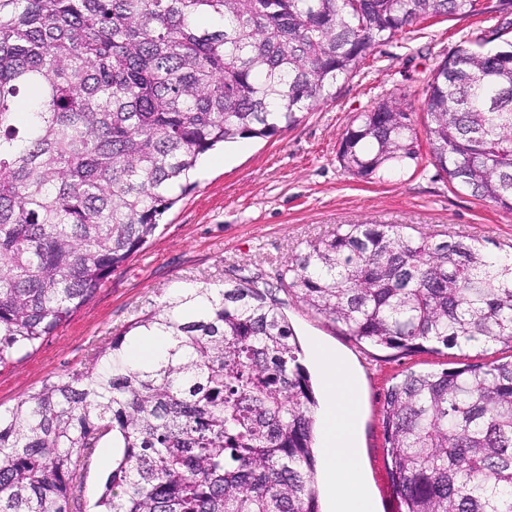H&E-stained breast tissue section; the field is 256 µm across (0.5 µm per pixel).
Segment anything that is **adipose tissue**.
<instances>
[{
	"label": "adipose tissue",
	"mask_w": 512,
	"mask_h": 512,
	"mask_svg": "<svg viewBox=\"0 0 512 512\" xmlns=\"http://www.w3.org/2000/svg\"><path fill=\"white\" fill-rule=\"evenodd\" d=\"M311 360L321 370L326 403L319 413L323 434V471L331 512H372L360 479L357 456L358 379L347 360L322 344H313Z\"/></svg>",
	"instance_id": "1"
}]
</instances>
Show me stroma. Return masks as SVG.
Listing matches in <instances>:
<instances>
[{
  "label": "stroma",
  "instance_id": "obj_1",
  "mask_svg": "<svg viewBox=\"0 0 512 512\" xmlns=\"http://www.w3.org/2000/svg\"><path fill=\"white\" fill-rule=\"evenodd\" d=\"M505 14L436 17L399 33L341 79L332 99L266 139L246 138L206 154L194 188L166 212L155 236L93 297L19 362L0 370V408L12 407L46 379L91 366L98 351L131 322L184 288H220L239 276L273 278L307 240L340 224H411L422 233L474 236L488 250L512 249V213L449 185L428 163L389 167L358 179L338 161L352 116L401 99L424 129L433 69L471 33L503 25ZM284 313L301 348L319 341L358 376L357 454L374 512H399L387 473L382 408L393 376L511 354L504 347L404 354L359 343L294 301Z\"/></svg>",
  "mask_w": 512,
  "mask_h": 512
}]
</instances>
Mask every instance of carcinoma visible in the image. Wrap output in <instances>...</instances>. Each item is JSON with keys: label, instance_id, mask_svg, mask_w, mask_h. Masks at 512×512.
Masks as SVG:
<instances>
[{"label": "carcinoma", "instance_id": "cac0c4a2", "mask_svg": "<svg viewBox=\"0 0 512 512\" xmlns=\"http://www.w3.org/2000/svg\"><path fill=\"white\" fill-rule=\"evenodd\" d=\"M478 0H0V368L86 301L192 189L207 152L298 124L374 47ZM512 22L433 70L429 162L512 211ZM338 159L370 179L421 159L411 112L354 115ZM477 238L342 224L275 282L168 300L90 369L0 410V512H72L83 463L112 457L95 512H319L318 401L276 292L400 352L512 349V264ZM160 328L137 369L127 336ZM383 434L400 512H512V360L408 370ZM168 344V339L161 336L143 339L130 345L127 360L131 365H136L144 360L158 358L165 353Z\"/></svg>", "mask_w": 512, "mask_h": 512}]
</instances>
